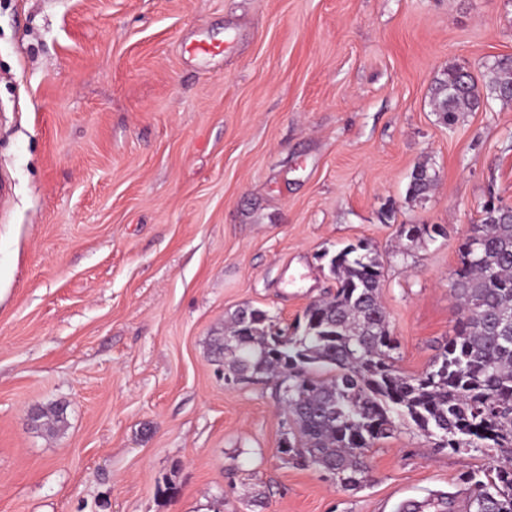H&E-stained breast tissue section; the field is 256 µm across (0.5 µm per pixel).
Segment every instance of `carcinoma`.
I'll return each instance as SVG.
<instances>
[{
  "mask_svg": "<svg viewBox=\"0 0 512 512\" xmlns=\"http://www.w3.org/2000/svg\"><path fill=\"white\" fill-rule=\"evenodd\" d=\"M491 100L512 101V57L485 65L480 85L457 67L434 82L433 110L446 125ZM435 181L433 168L415 167L409 200L426 198ZM472 232L450 283L461 311L454 335L418 374L396 367L399 344L380 301L384 265L365 241L329 258L336 292L310 303L295 324L283 327L277 315L246 304L229 333L210 340L224 375L276 378L296 429L282 441L283 455L358 490L368 482L370 448L413 427L439 449L495 452L488 467L460 477L468 512H512V207L482 206ZM67 409H36L33 427L61 431Z\"/></svg>",
  "mask_w": 512,
  "mask_h": 512,
  "instance_id": "cac0c4a2",
  "label": "carcinoma"
}]
</instances>
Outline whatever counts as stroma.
<instances>
[{
  "instance_id": "35a3bbf8",
  "label": "stroma",
  "mask_w": 512,
  "mask_h": 512,
  "mask_svg": "<svg viewBox=\"0 0 512 512\" xmlns=\"http://www.w3.org/2000/svg\"><path fill=\"white\" fill-rule=\"evenodd\" d=\"M502 56L512 0H0V512L464 500L485 457L413 428L370 449L357 492L293 464L275 380H225L207 343L245 304L293 323L336 290L326 254L364 240L397 364L423 371L459 242L488 197L512 204V103L448 126L432 88ZM422 162L437 180L413 202ZM55 402L51 437L31 414ZM68 406L62 403H51L35 410L36 417L31 418L36 430H45L50 433H58L65 428L67 423Z\"/></svg>"
}]
</instances>
